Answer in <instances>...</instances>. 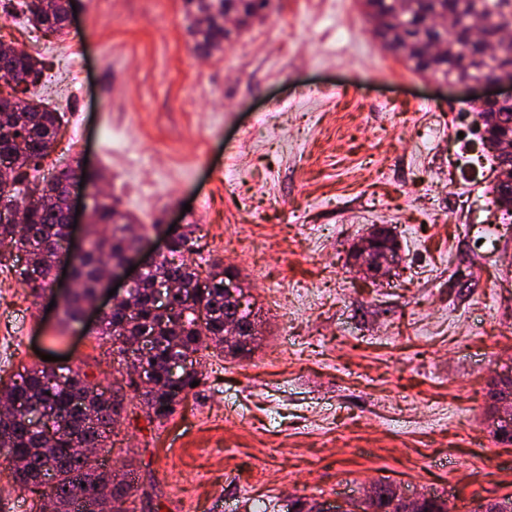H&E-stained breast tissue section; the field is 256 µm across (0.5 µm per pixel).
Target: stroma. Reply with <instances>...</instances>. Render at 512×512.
<instances>
[{
    "label": "stroma",
    "mask_w": 512,
    "mask_h": 512,
    "mask_svg": "<svg viewBox=\"0 0 512 512\" xmlns=\"http://www.w3.org/2000/svg\"><path fill=\"white\" fill-rule=\"evenodd\" d=\"M67 35L41 38L22 6L0 44L80 80L58 166L85 160L121 211L196 225L204 263L238 270L262 332L214 356L163 424L125 401L101 453L140 490L126 512H288L350 506L374 483L429 491L452 512L512 495V444L489 424L512 367V220L463 90L411 71L357 0H273L201 58L182 0H71ZM387 225L400 265L371 284L350 265ZM50 298L0 272V375L44 355L108 386L118 362L96 313L60 331Z\"/></svg>",
    "instance_id": "35a3bbf8"
}]
</instances>
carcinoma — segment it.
Here are the masks:
<instances>
[{"label": "carcinoma", "mask_w": 512, "mask_h": 512, "mask_svg": "<svg viewBox=\"0 0 512 512\" xmlns=\"http://www.w3.org/2000/svg\"><path fill=\"white\" fill-rule=\"evenodd\" d=\"M268 0H183L186 14H206L205 25L196 26L194 52L210 57L223 50L230 33L224 31V13L237 16L236 29L247 28L259 18L257 10ZM512 0H358L372 33L382 46L413 70L449 83H466L512 74V45L500 54L490 52L501 34L512 29V12L504 10ZM70 0H54L45 10L28 8L33 24L53 34L66 33ZM40 74L39 62L31 55L0 54V82L18 98L13 111L0 112V163L10 162L13 183L0 180V200L6 199L9 212L28 197L37 205L28 209L22 224L0 221V239L9 240L19 252L31 256L28 264L19 257L0 254V268L14 272L33 293L53 287L61 253L68 238L65 200L71 167L40 180H30L54 151L59 134L60 114L31 97L30 87ZM477 116L491 120L493 135L512 138V102L480 107ZM492 204L512 215V195L499 185L492 187ZM93 226L100 233L87 238L86 247L71 256L75 288L66 296L64 323L81 320L84 309L95 299L102 272L120 264L141 242L146 225L117 208L110 197L93 196L90 206ZM195 230L186 225L174 239L169 254L145 269L138 283L126 292V299L112 306L100 318L98 336L115 346L119 364L146 365L154 384L139 387L130 380L113 389L93 382L79 369L54 368L37 364L22 366L7 378L0 376V393L8 407L0 411V448L6 449L0 468L16 476L18 465L26 471L23 489L35 495L31 512H46L52 503L56 512H113V504H123L134 485L116 480L102 470L92 448L107 447L114 424L121 418L124 400L131 392L140 400L149 422L168 419L191 391V383L201 380L196 365L203 351L246 355L258 344L247 317L225 298L224 280L237 277L230 267L213 266L208 282L199 284L195 264L188 255L195 252ZM179 281L192 289H176L172 310L157 311L149 290ZM135 302L137 314L127 313ZM243 322L242 341L224 345V321ZM177 366L179 380L170 378ZM94 496L79 495L82 484ZM368 503L374 512H398L389 486H371Z\"/></svg>", "instance_id": "obj_1"}]
</instances>
